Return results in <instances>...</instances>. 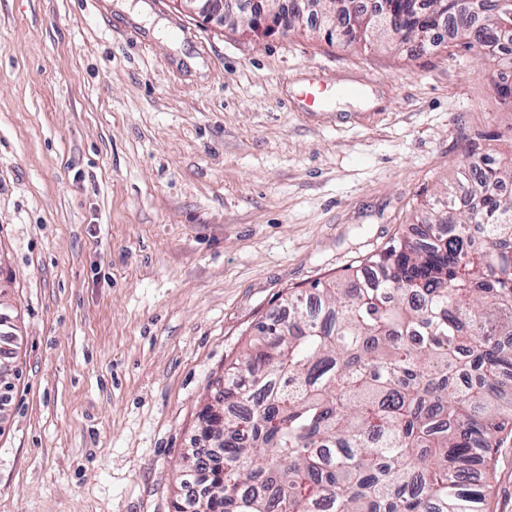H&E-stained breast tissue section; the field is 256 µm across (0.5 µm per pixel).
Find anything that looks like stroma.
I'll use <instances>...</instances> for the list:
<instances>
[{"label":"stroma","instance_id":"1","mask_svg":"<svg viewBox=\"0 0 512 512\" xmlns=\"http://www.w3.org/2000/svg\"><path fill=\"white\" fill-rule=\"evenodd\" d=\"M500 66L443 42L257 38L172 0H0V286L20 376L0 512H175L210 384L289 291L448 193L464 140L512 158ZM352 82L300 106L310 80ZM484 512H512V433Z\"/></svg>","mask_w":512,"mask_h":512}]
</instances>
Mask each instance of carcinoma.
<instances>
[{
    "mask_svg": "<svg viewBox=\"0 0 512 512\" xmlns=\"http://www.w3.org/2000/svg\"><path fill=\"white\" fill-rule=\"evenodd\" d=\"M342 21L329 42L420 43V18L440 14L452 40L512 53V0H324ZM441 209L418 237L400 236L310 302L254 325L242 354L213 383L192 466L218 449L203 492L176 512H482L491 453L512 420V160L479 140Z\"/></svg>",
    "mask_w": 512,
    "mask_h": 512,
    "instance_id": "cac0c4a2",
    "label": "carcinoma"
}]
</instances>
